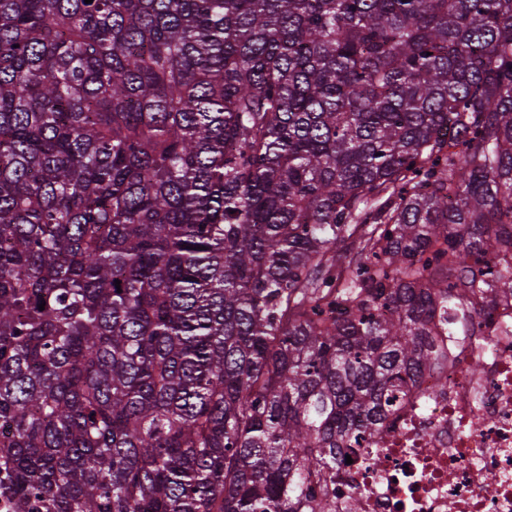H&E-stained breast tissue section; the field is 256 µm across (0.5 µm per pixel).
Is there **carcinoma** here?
<instances>
[{"instance_id":"cac0c4a2","label":"carcinoma","mask_w":512,"mask_h":512,"mask_svg":"<svg viewBox=\"0 0 512 512\" xmlns=\"http://www.w3.org/2000/svg\"><path fill=\"white\" fill-rule=\"evenodd\" d=\"M511 259L512 0H0V468L33 512H336Z\"/></svg>"}]
</instances>
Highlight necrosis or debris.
I'll use <instances>...</instances> for the list:
<instances>
[{"label": "necrosis or debris", "instance_id": "1", "mask_svg": "<svg viewBox=\"0 0 512 512\" xmlns=\"http://www.w3.org/2000/svg\"><path fill=\"white\" fill-rule=\"evenodd\" d=\"M477 354L462 340L447 369L420 375L366 456L336 471V512H512V296Z\"/></svg>", "mask_w": 512, "mask_h": 512}]
</instances>
